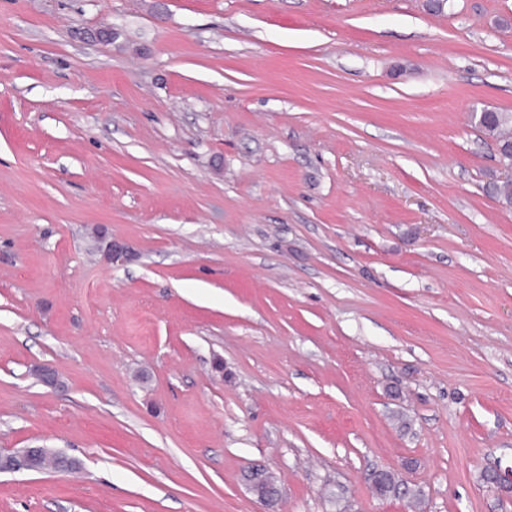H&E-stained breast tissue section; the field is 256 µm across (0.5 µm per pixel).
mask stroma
Masks as SVG:
<instances>
[{
    "instance_id": "stroma-1",
    "label": "stroma",
    "mask_w": 512,
    "mask_h": 512,
    "mask_svg": "<svg viewBox=\"0 0 512 512\" xmlns=\"http://www.w3.org/2000/svg\"><path fill=\"white\" fill-rule=\"evenodd\" d=\"M485 109L512 0H0V512H512ZM38 448H9L0 450V474L24 471L39 472L35 455ZM252 479H248L252 492L265 506L266 512H278L276 506L279 500V491L274 483L268 480V474L263 469H253L250 472Z\"/></svg>"
}]
</instances>
